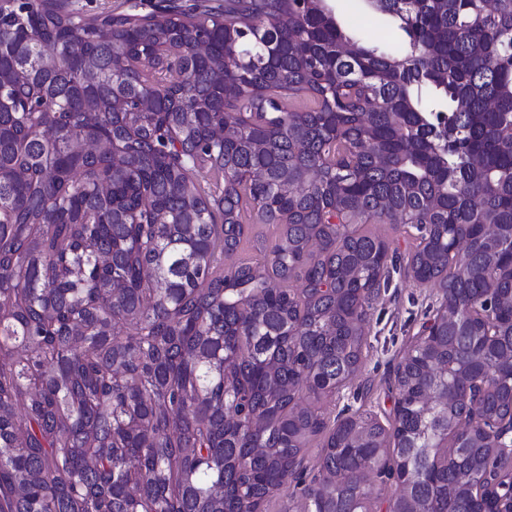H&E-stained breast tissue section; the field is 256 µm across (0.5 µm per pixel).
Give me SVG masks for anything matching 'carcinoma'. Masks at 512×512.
Masks as SVG:
<instances>
[{"label":"carcinoma","mask_w":512,"mask_h":512,"mask_svg":"<svg viewBox=\"0 0 512 512\" xmlns=\"http://www.w3.org/2000/svg\"><path fill=\"white\" fill-rule=\"evenodd\" d=\"M366 2L404 48L354 40L324 0L91 16L0 0L18 67L0 89V512H207L216 482L237 512H266L290 483L303 512H368V475L407 467L423 512H473L458 477L497 464L484 434L433 459L469 416L474 371L492 374L483 414L512 416L497 364L512 349V0ZM199 38L205 51L185 54ZM219 64L238 79L228 96L209 78ZM144 92L183 111L140 112ZM115 93L122 111L84 106ZM88 131L125 165L74 155ZM207 168L224 187L206 190ZM249 207L278 234L263 262L226 269ZM369 223L417 230L406 267L449 318L398 365L394 428L355 412L347 440L302 400L359 369L370 300L398 261L358 230Z\"/></svg>","instance_id":"obj_1"}]
</instances>
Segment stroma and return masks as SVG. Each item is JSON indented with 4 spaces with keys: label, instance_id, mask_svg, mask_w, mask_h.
Segmentation results:
<instances>
[{
    "label": "stroma",
    "instance_id": "35a3bbf8",
    "mask_svg": "<svg viewBox=\"0 0 512 512\" xmlns=\"http://www.w3.org/2000/svg\"><path fill=\"white\" fill-rule=\"evenodd\" d=\"M332 14L356 37L387 46L400 45L403 33L387 14L369 8L364 0H326ZM439 305L436 288L417 283L407 269L390 274L389 285L371 303L367 344L362 363L338 397H324L320 405L330 415L341 411H369L384 425L394 418V376L427 316Z\"/></svg>",
    "mask_w": 512,
    "mask_h": 512
}]
</instances>
